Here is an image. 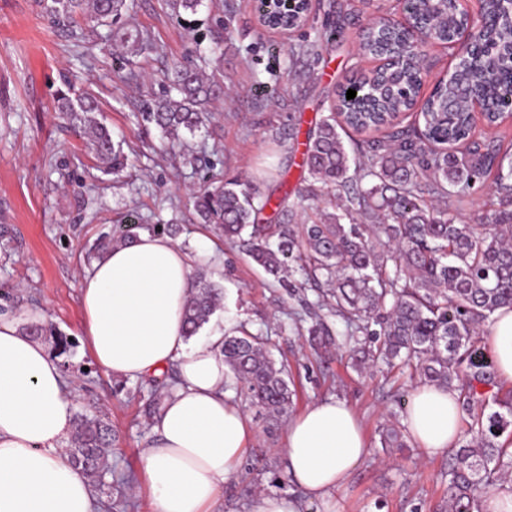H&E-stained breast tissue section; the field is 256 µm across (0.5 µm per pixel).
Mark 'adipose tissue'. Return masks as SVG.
Here are the masks:
<instances>
[{"mask_svg":"<svg viewBox=\"0 0 512 512\" xmlns=\"http://www.w3.org/2000/svg\"><path fill=\"white\" fill-rule=\"evenodd\" d=\"M192 291L188 252L148 232L112 246L80 277L85 334L102 369L127 380L177 369L176 384L151 420L154 439L141 453L153 512H213L253 436L246 413L228 399L223 327L197 343L185 335ZM30 316L26 307L0 311V512H97L91 484L64 448L74 395L46 343L25 332ZM489 335L499 378L512 383L511 307L497 310ZM457 397L433 385L414 392L406 424L427 453L455 447ZM283 452L291 480L324 512H336L332 493L366 447L353 408L331 398L289 420Z\"/></svg>","mask_w":512,"mask_h":512,"instance_id":"1","label":"adipose tissue"}]
</instances>
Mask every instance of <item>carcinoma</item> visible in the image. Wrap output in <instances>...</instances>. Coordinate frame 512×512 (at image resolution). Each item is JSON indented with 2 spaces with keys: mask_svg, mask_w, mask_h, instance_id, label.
I'll use <instances>...</instances> for the list:
<instances>
[{
  "mask_svg": "<svg viewBox=\"0 0 512 512\" xmlns=\"http://www.w3.org/2000/svg\"><path fill=\"white\" fill-rule=\"evenodd\" d=\"M50 22L67 29L78 14L107 27L112 42L127 54V79L138 77V58L153 48L151 34L119 24L126 0H39ZM500 0H480L474 19L455 0H410V23L429 22L432 38L468 63L435 85L424 99V128L394 130L389 144L359 143L349 153L339 129L379 130L394 126L420 96L417 72L422 58L406 32L396 26L383 33L364 30L361 40L374 57L393 60L353 101L341 100L336 114L308 130L298 163L307 186L294 194L293 206L317 209L316 184L338 195L341 214L313 224H257L260 211L281 208L283 199L259 196L238 181L209 185L196 196L204 224H216L283 288L322 284L307 328L316 348L330 343L322 313L346 325L345 345L373 363L398 360L414 368L421 382L458 391V401L479 437L477 447L461 446L448 468L446 512H481L483 490L512 468V452L499 444L512 430V390L500 394L494 365L481 346L479 331L503 306H512V145L473 139L474 98L486 104L485 121L512 117V23L499 20ZM340 31L335 29L301 46L317 54ZM176 96L166 94L142 105V122L178 139L206 120L204 104L223 87L191 63L170 76ZM59 111L88 136L91 152L112 173L127 166L108 128L95 117L94 97L68 88L57 97ZM496 172L483 201L484 223L466 216L473 195L484 193L486 177ZM369 179L368 186L362 185ZM185 307V336L196 335L215 313L219 293L201 278ZM224 363L240 384V395L257 412L277 418L287 412L292 392L284 368L276 366L260 336L244 332L224 337ZM498 406L489 410L490 404ZM110 428L98 418L82 417L69 448L72 463L94 487L112 473L107 458ZM405 428L387 427L384 448H405Z\"/></svg>",
  "mask_w": 512,
  "mask_h": 512,
  "instance_id": "obj_1",
  "label": "carcinoma"
}]
</instances>
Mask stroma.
Returning <instances> with one entry per match:
<instances>
[{"label": "stroma", "mask_w": 512, "mask_h": 512, "mask_svg": "<svg viewBox=\"0 0 512 512\" xmlns=\"http://www.w3.org/2000/svg\"><path fill=\"white\" fill-rule=\"evenodd\" d=\"M259 2L203 0L192 15L172 12L166 0H127V21L154 39L139 77L130 81L107 28L93 30L78 19L80 42L53 27L37 0H0V308H32L48 345L69 338L58 360L77 412L110 424L114 474L139 477V452L153 438L155 387L95 364L83 335L79 278L96 246L116 240L120 228L176 239L193 260V276L220 289L215 317L225 332L262 334L285 365L291 413L330 397L355 409L367 454L334 491L337 512H434L446 498L447 455L380 444L382 428L404 422L416 389L410 368L364 369L343 347L316 354L290 329L304 294H287L225 244L217 225L198 223L194 211L195 195L219 179L249 182L265 195L301 188L291 129L308 130L369 75L377 61L359 53L358 33L379 16L406 23L404 0H310L305 25L287 35L260 24ZM335 23L343 34L321 55L295 53V45ZM217 40L224 54L214 60L209 50ZM187 60L223 81L224 95L208 105L201 130L179 142L136 113L167 91L172 68ZM67 84L97 97L98 119L128 158L120 174L109 173L58 112L56 94ZM251 424L252 448L216 512H254L261 493L288 495L299 512H320L319 502L285 475L286 421L255 417Z\"/></svg>", "instance_id": "1"}]
</instances>
